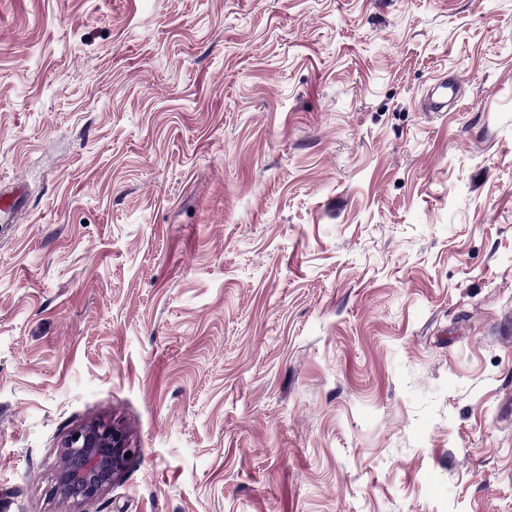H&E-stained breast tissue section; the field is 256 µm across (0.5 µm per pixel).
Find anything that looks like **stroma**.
Returning a JSON list of instances; mask_svg holds the SVG:
<instances>
[{"mask_svg":"<svg viewBox=\"0 0 512 512\" xmlns=\"http://www.w3.org/2000/svg\"><path fill=\"white\" fill-rule=\"evenodd\" d=\"M18 181L0 512H512V0H0ZM419 99V111L443 112L453 105L460 94V79L452 72L439 74ZM126 453L131 457L125 458ZM138 453L123 428L93 421L72 429L58 453L53 494L71 512L97 502Z\"/></svg>","mask_w":512,"mask_h":512,"instance_id":"35a3bbf8","label":"stroma"}]
</instances>
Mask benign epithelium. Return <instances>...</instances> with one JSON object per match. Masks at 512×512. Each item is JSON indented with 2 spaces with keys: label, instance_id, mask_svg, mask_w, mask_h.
Returning a JSON list of instances; mask_svg holds the SVG:
<instances>
[{
  "label": "benign epithelium",
  "instance_id": "7a95c632",
  "mask_svg": "<svg viewBox=\"0 0 512 512\" xmlns=\"http://www.w3.org/2000/svg\"><path fill=\"white\" fill-rule=\"evenodd\" d=\"M138 449L130 445L123 428L93 421L72 429L58 453L53 494L69 512H85L123 473Z\"/></svg>",
  "mask_w": 512,
  "mask_h": 512
}]
</instances>
